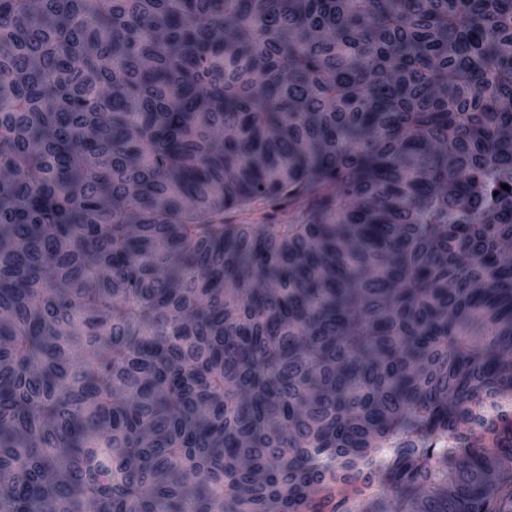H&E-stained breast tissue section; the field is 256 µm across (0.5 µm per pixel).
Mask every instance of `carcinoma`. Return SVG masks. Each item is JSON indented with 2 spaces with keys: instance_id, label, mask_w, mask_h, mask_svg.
Returning a JSON list of instances; mask_svg holds the SVG:
<instances>
[{
  "instance_id": "obj_1",
  "label": "carcinoma",
  "mask_w": 512,
  "mask_h": 512,
  "mask_svg": "<svg viewBox=\"0 0 512 512\" xmlns=\"http://www.w3.org/2000/svg\"><path fill=\"white\" fill-rule=\"evenodd\" d=\"M1 86L0 512H512V0H0Z\"/></svg>"
}]
</instances>
